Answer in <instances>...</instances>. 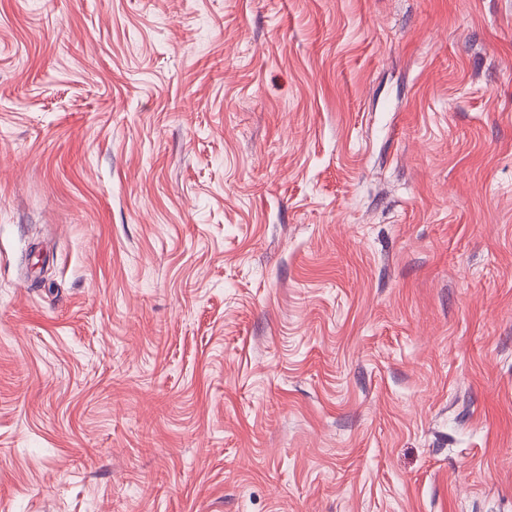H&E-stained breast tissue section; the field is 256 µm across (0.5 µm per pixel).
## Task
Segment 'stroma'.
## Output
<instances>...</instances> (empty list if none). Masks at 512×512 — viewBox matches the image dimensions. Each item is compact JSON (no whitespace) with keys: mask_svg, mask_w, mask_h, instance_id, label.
<instances>
[{"mask_svg":"<svg viewBox=\"0 0 512 512\" xmlns=\"http://www.w3.org/2000/svg\"><path fill=\"white\" fill-rule=\"evenodd\" d=\"M0 512H512V0H0Z\"/></svg>","mask_w":512,"mask_h":512,"instance_id":"1","label":"stroma"}]
</instances>
